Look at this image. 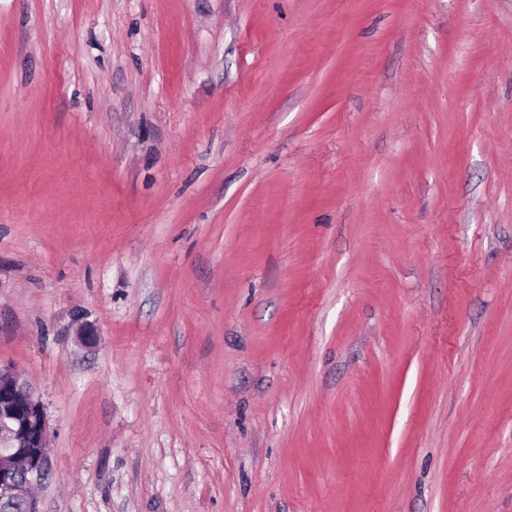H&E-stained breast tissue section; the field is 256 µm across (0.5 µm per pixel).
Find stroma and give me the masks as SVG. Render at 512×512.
<instances>
[{
	"label": "stroma",
	"instance_id": "1",
	"mask_svg": "<svg viewBox=\"0 0 512 512\" xmlns=\"http://www.w3.org/2000/svg\"><path fill=\"white\" fill-rule=\"evenodd\" d=\"M0 366L41 512H512V0H0Z\"/></svg>",
	"mask_w": 512,
	"mask_h": 512
}]
</instances>
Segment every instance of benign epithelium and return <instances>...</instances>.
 I'll use <instances>...</instances> for the list:
<instances>
[{"instance_id":"benign-epithelium-1","label":"benign epithelium","mask_w":512,"mask_h":512,"mask_svg":"<svg viewBox=\"0 0 512 512\" xmlns=\"http://www.w3.org/2000/svg\"><path fill=\"white\" fill-rule=\"evenodd\" d=\"M47 418L30 385L0 369V502L29 500L39 512L32 484L44 477Z\"/></svg>"}]
</instances>
